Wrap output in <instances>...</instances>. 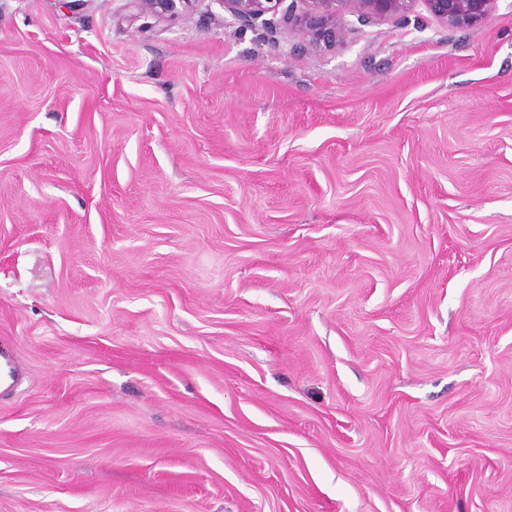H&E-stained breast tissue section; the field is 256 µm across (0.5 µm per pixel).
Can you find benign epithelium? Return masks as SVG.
I'll list each match as a JSON object with an SVG mask.
<instances>
[{
  "instance_id": "benign-epithelium-1",
  "label": "benign epithelium",
  "mask_w": 512,
  "mask_h": 512,
  "mask_svg": "<svg viewBox=\"0 0 512 512\" xmlns=\"http://www.w3.org/2000/svg\"><path fill=\"white\" fill-rule=\"evenodd\" d=\"M437 20L453 28L472 29L487 24L497 0H302L298 12L286 0H215L241 26L274 33L282 24L296 28L306 47L320 50L336 45L345 33V17L358 22L390 19L406 23L418 2ZM141 12L155 17L185 11L197 0H131Z\"/></svg>"
}]
</instances>
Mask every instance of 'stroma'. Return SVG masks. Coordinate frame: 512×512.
<instances>
[{
  "label": "stroma",
  "instance_id": "35a3bbf8",
  "mask_svg": "<svg viewBox=\"0 0 512 512\" xmlns=\"http://www.w3.org/2000/svg\"><path fill=\"white\" fill-rule=\"evenodd\" d=\"M224 16L0 0V512H512V0ZM286 0H216L241 26L274 33L282 24L296 28L307 48L321 50L336 45L345 33V17L358 22L390 19L407 23L418 2L449 27L472 29L487 24L498 0H301L296 12ZM23 379L22 369L17 361L11 343L0 341V397L9 396Z\"/></svg>",
  "mask_w": 512,
  "mask_h": 512
}]
</instances>
